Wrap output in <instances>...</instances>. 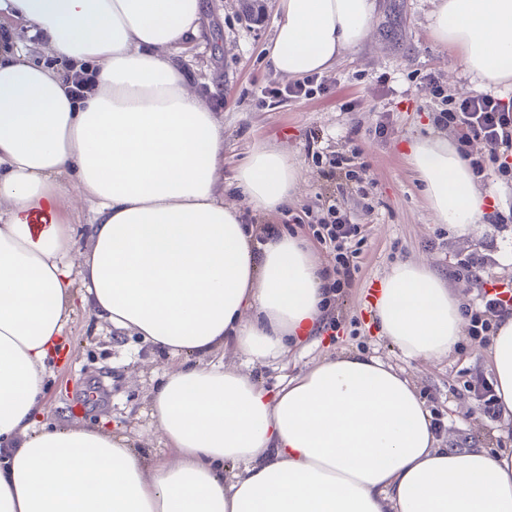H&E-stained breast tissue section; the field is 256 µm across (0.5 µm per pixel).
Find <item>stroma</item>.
<instances>
[{
    "mask_svg": "<svg viewBox=\"0 0 512 512\" xmlns=\"http://www.w3.org/2000/svg\"><path fill=\"white\" fill-rule=\"evenodd\" d=\"M204 4L201 36L181 42L173 53L197 94L224 122L219 175L225 203L239 207L247 223L273 224L305 236L333 203L365 235L352 283L338 286L327 303L328 328L320 342L254 367L255 377L272 389L330 355L375 356L412 380L444 443L511 450L512 420L485 416L479 400L481 381L493 378L486 341L467 335L448 358L412 361L381 336L369 306L375 284L392 266L408 260L429 262L468 305L476 303L481 290L512 284V155L503 166L489 162L482 143L463 142L459 129L438 127L440 103L419 90L432 75L446 94L481 92L463 74L457 53L433 39L427 20L431 0H376L363 47L325 73L326 91L270 107L258 106L261 90L289 83L266 61L277 0H265V11L255 21L244 16L241 0ZM438 134L486 160L479 184L492 194L500 223L468 237L436 223L401 146ZM257 144L284 149L300 174L298 196L271 215L253 212L235 188L237 172ZM340 155L350 157L352 179L334 168L332 161ZM473 252L485 255V267L472 277L458 273V260ZM66 334L70 356L45 379V422L101 424L149 455H167L147 398L165 372L180 366V359L140 337L117 334L79 304Z\"/></svg>",
    "mask_w": 512,
    "mask_h": 512,
    "instance_id": "1",
    "label": "stroma"
}]
</instances>
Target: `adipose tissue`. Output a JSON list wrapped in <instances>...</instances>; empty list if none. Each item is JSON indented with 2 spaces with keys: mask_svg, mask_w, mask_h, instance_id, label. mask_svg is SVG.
Returning a JSON list of instances; mask_svg holds the SVG:
<instances>
[{
  "mask_svg": "<svg viewBox=\"0 0 512 512\" xmlns=\"http://www.w3.org/2000/svg\"><path fill=\"white\" fill-rule=\"evenodd\" d=\"M203 0H0L31 26L59 72L0 45V512H512V452L441 446L416 386L374 356L313 364L277 391L249 366L315 340L328 290L304 238L256 240L225 204L224 124L172 49L198 35ZM374 0H280L269 60L298 79L364 41ZM428 26L487 87L512 86V0H433ZM97 66L68 95V71ZM436 223L466 237L486 193L447 138L407 156ZM254 212L292 200L286 152L254 148L237 174ZM91 205L75 247L63 200ZM113 328L182 358L148 400L171 455L102 428H37L48 365L75 301ZM462 298L433 268L394 265L375 302L406 358L439 361L464 335ZM233 344L245 368L208 362ZM512 418V314L491 340Z\"/></svg>",
  "mask_w": 512,
  "mask_h": 512,
  "instance_id": "obj_1",
  "label": "adipose tissue"
}]
</instances>
